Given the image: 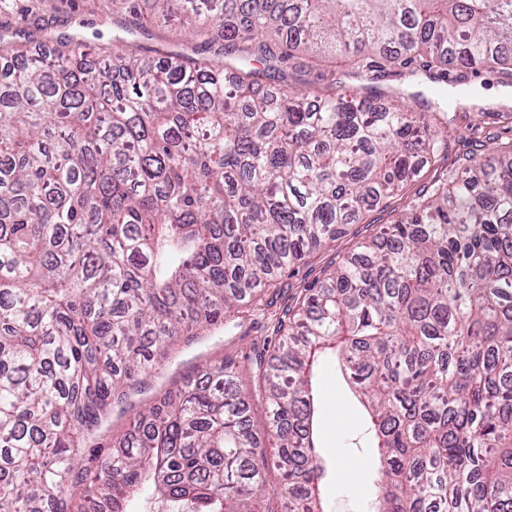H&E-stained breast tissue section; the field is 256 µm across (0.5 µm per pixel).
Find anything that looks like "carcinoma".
<instances>
[{
  "label": "carcinoma",
  "mask_w": 512,
  "mask_h": 512,
  "mask_svg": "<svg viewBox=\"0 0 512 512\" xmlns=\"http://www.w3.org/2000/svg\"><path fill=\"white\" fill-rule=\"evenodd\" d=\"M142 32L193 26L179 53L40 54L0 35V512H124L149 487L175 512H325L313 371L333 355L367 415L370 512H512V141L452 168L444 112L317 94L260 70L512 74V0H106ZM423 188L283 310L254 347V391L206 367L176 407L137 411L92 482L112 413L201 332ZM268 403L273 452L251 429ZM277 470V508L265 471Z\"/></svg>",
  "instance_id": "1"
}]
</instances>
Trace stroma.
Listing matches in <instances>:
<instances>
[{
	"label": "stroma",
	"mask_w": 512,
	"mask_h": 512,
	"mask_svg": "<svg viewBox=\"0 0 512 512\" xmlns=\"http://www.w3.org/2000/svg\"><path fill=\"white\" fill-rule=\"evenodd\" d=\"M104 0H7L0 9V34L23 31L39 37L44 21H51L55 35H80L89 45L106 47L112 43V26L104 22ZM451 83H434L428 78L413 79L400 73H386L372 80V87L388 97H407L421 93L432 106L450 109L452 130L448 134L449 161L493 142L512 138V100H498L501 89L512 81L491 69L477 72L449 66ZM390 212L375 211L364 223L352 225L347 236L311 258L286 269L275 281L277 306H285L298 288L325 277L336 264L349 257L355 242L368 239L374 225L390 221ZM272 315L255 314L241 326L214 330L201 344L178 347L173 359L147 380L142 393L132 397L134 405L154 399L158 390L170 389L174 380L209 363L233 359L242 371L241 384L250 388L249 366L252 346L273 338ZM319 388L320 453L328 463L326 508L328 512H368L376 492L370 469L372 449L363 445V410L344 383L334 362L324 361L317 373Z\"/></svg>",
	"instance_id": "obj_1"
}]
</instances>
